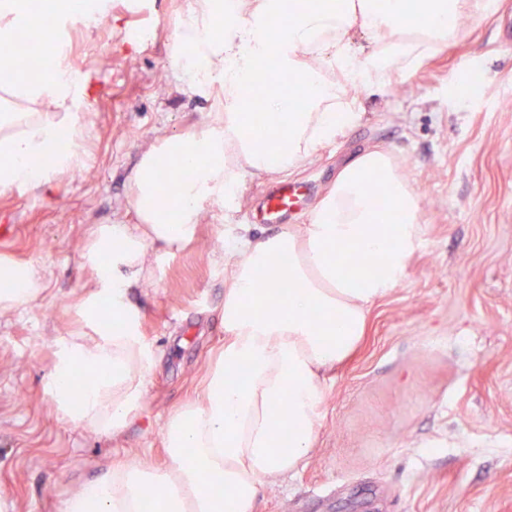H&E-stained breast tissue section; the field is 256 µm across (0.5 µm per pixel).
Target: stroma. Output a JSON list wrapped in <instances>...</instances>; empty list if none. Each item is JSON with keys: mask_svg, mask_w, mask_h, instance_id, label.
Instances as JSON below:
<instances>
[{"mask_svg": "<svg viewBox=\"0 0 512 512\" xmlns=\"http://www.w3.org/2000/svg\"><path fill=\"white\" fill-rule=\"evenodd\" d=\"M135 0H108L110 23L62 26L81 103L82 168L53 186L0 192V265H38L44 289L0 311V512H60L116 462L170 466L162 424L193 400L224 344V233L253 225L278 182L309 183L289 223L306 224L342 165L392 151L419 197L423 237L403 277L369 312L351 357L325 373L323 418L297 471L263 486L256 512H512V0H474L459 36L391 82L357 93L359 119L303 167L241 173L233 207H212L196 237L160 251L129 301L155 363L141 407L116 437L65 419L51 398L63 340L93 335L82 313L92 229L134 224L129 177L144 149L208 125L217 100L192 93L170 62L190 0H150L151 34L131 38ZM137 41L138 52L124 45Z\"/></svg>", "mask_w": 512, "mask_h": 512, "instance_id": "1", "label": "stroma"}]
</instances>
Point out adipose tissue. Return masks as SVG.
<instances>
[{"label": "adipose tissue", "instance_id": "adipose-tissue-1", "mask_svg": "<svg viewBox=\"0 0 512 512\" xmlns=\"http://www.w3.org/2000/svg\"><path fill=\"white\" fill-rule=\"evenodd\" d=\"M471 0H298L284 18L281 0H192L172 39V59L189 87L220 110L191 135H171L143 154L132 178L138 223L96 228L85 249L94 273L89 317L111 311L93 338L74 336L59 353L51 393L63 416L119 435L137 414L153 356L139 335L128 288L140 283L151 249L194 239L206 207L235 196L241 172L270 175L303 166L358 115L345 84L390 82L394 71L429 56L458 33ZM70 0H0V48L18 30L72 16ZM37 72L0 52V190L51 183L75 154L49 167L59 130L85 131L74 106L85 84L71 75L58 42L39 49ZM276 69L294 95L265 89ZM262 89L261 110L275 121L264 144L248 134L245 91ZM190 169L178 197L158 194L168 163ZM381 177L380 193L367 191ZM152 207H143L145 199ZM387 212L388 223L377 219ZM420 203L393 155L372 146L351 157L306 224L228 237L224 349L200 396L171 414L162 432L166 469L116 463L67 497L61 512H255L263 485L309 455L324 402L325 370L342 364L365 333L370 307L402 276L421 243ZM92 367L96 379L79 380ZM288 414H280L279 404Z\"/></svg>", "mask_w": 512, "mask_h": 512}]
</instances>
